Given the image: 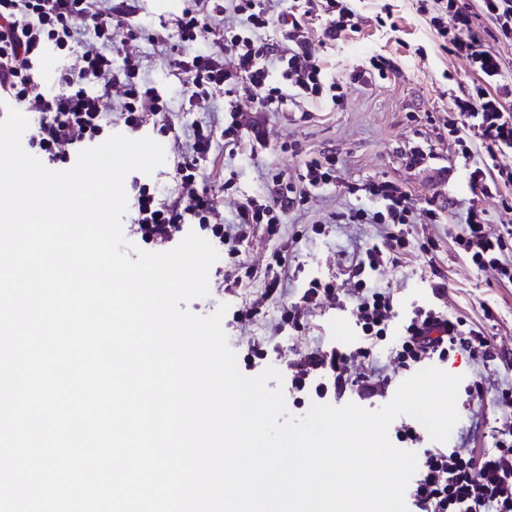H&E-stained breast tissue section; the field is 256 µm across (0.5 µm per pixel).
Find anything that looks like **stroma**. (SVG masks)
I'll list each match as a JSON object with an SVG mask.
<instances>
[{
	"label": "stroma",
	"mask_w": 512,
	"mask_h": 512,
	"mask_svg": "<svg viewBox=\"0 0 512 512\" xmlns=\"http://www.w3.org/2000/svg\"><path fill=\"white\" fill-rule=\"evenodd\" d=\"M127 3L143 34L132 41L125 30H114L112 45L140 56L139 79L162 96L168 107L166 118L175 125L180 139L172 141L157 124H146L140 134L164 147L165 162L149 175L128 174L125 190L134 195L135 184L145 183L160 197L173 198L177 195L172 175L175 148H190L195 126L223 128L226 100L219 92L189 103L186 76L174 73L160 46L150 38L161 24L170 23L180 13L182 0ZM465 3L474 23L486 30L485 46L500 58L506 83L512 84V39L499 36L479 0ZM350 5L358 15V34L327 41L320 26L314 24L309 43L325 80L342 86L344 106L333 107L324 96L308 97L288 102L282 111L256 115L249 99L238 96L241 122L260 120L263 145L233 153L219 145L212 157L200 164L204 183L215 191L224 226L232 230L245 198L271 194L268 169L277 168L294 177L301 173L307 156L330 152L339 156L334 184L313 191L304 206L288 211L279 236L269 237L263 226L254 225L239 244L241 263L258 269L264 268L271 251L287 247L291 269L281 296L263 299L264 280L260 277L236 291L225 290L224 263L219 260L209 272L208 297L190 302L188 308L208 315L222 304L232 307L245 300H263L257 321L225 329L237 358H244L253 344L264 350L265 357L256 367L260 373L270 367L287 373L289 362L308 350H327L339 343L354 349L361 338L352 316L353 299L347 297L340 303L322 300L305 315L297 331L280 328L282 305L298 300L312 278L347 283L346 266L353 252L382 242L393 227L336 224L333 216L352 208L381 210V202L364 190L368 183L388 180L402 184L415 209L434 201L442 219L437 224L403 225L406 246L400 249L397 262L374 274L372 281L393 296L400 315L416 306L434 304L490 338V357L471 359L459 354L441 364L442 370L460 376L463 384L478 381L483 385L480 398L473 400L459 393V420L448 446L462 444L478 451L490 448L496 431L507 421L497 404L498 395L512 389V284L501 280L497 268L474 269L457 239L473 210L483 212L488 233L512 231V207L505 204L512 198V186L500 188L492 196L473 195L465 169L468 162L487 160V149L474 139L468 144V154H461L449 141L446 128L453 97L471 91L479 78L464 57L444 48L430 25L429 14L419 12L417 0H350ZM374 58L391 64L387 79L366 76L359 82L352 80V73L369 69ZM417 147L429 157L409 165ZM228 173L233 174L234 185L225 190L221 184ZM353 184L358 187L354 194L348 191ZM429 239L436 244L430 256L419 249ZM439 281L444 290L437 295L433 287Z\"/></svg>",
	"instance_id": "35a3bbf8"
}]
</instances>
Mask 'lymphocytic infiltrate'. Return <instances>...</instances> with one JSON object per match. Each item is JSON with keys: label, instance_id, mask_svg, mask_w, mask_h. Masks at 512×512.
<instances>
[{"label": "lymphocytic infiltrate", "instance_id": "f902f5d3", "mask_svg": "<svg viewBox=\"0 0 512 512\" xmlns=\"http://www.w3.org/2000/svg\"><path fill=\"white\" fill-rule=\"evenodd\" d=\"M211 0H187L173 20L174 34L156 31L152 39L164 46L169 64L190 82L191 99L224 92L233 98L245 94L256 111L277 112L294 97L318 96L330 90L334 107L344 104L338 83L324 84L323 71L308 51L309 26L319 23L328 40L358 32L357 16L344 0H300L294 10L278 16L270 14L265 0H237V11L246 13L248 26L210 31L206 20ZM439 14L431 23L453 53L465 57L481 79L464 97L453 100L448 135L457 146H465L469 134H476L488 152L512 145V112L496 96L502 86L499 58L486 49L481 31L459 0H435ZM125 28L136 36L137 26L123 5L108 11L95 9V0H0V99L23 105L41 115L32 144L47 161L66 162L94 144L109 126L108 109L120 100L125 125L144 126L165 107L154 88L138 80L140 59L131 53L99 50L97 43L110 40L114 28ZM280 28L278 41L266 39L271 28ZM212 35L220 51L215 55L192 53L191 47L205 35ZM68 51L62 72L50 86L40 80L41 63L47 51ZM232 64H225V57ZM281 64L279 71L269 67L271 60ZM224 147L237 151L245 143L261 142L259 126L243 130L236 110H229L222 131L195 127L190 152L175 168L181 194L158 198L148 185H141L134 199L132 221L144 243L164 245L172 242L180 225L198 220L209 225L213 236L224 242V263L231 273L230 287L243 283L237 235L224 232V217L214 202L211 189L199 187V163L209 158L216 137ZM337 157L322 154L306 159L301 173L288 177L274 170L269 180L272 195L250 197L237 212L239 233L251 225H265L268 235H278L282 217L288 210L303 205L311 189L330 185L335 177ZM367 192L384 201L381 212L362 208L341 214L347 224H411L415 221L410 193L391 181L369 183ZM399 240L386 237L353 256L349 269L356 283V325L365 339L358 353L366 359V369L351 370L349 352L335 348L311 350L293 366L290 389L299 393L314 387L317 395L333 394L336 399L357 395L369 401L383 396L395 383V374H386L371 363V346L386 338L399 317L392 297L368 283V273L382 267L387 254ZM458 243L477 269L496 265L506 282H512V267L500 263L507 250L505 237L486 233L481 212H471L467 228ZM462 351L471 357H485L490 342L461 319L449 318L435 309L419 310L403 326L395 353L398 372H409L434 360H445L450 352ZM402 443L417 446V471L409 482L405 500L408 512H512V428L500 430L493 447L481 457L468 448L420 447L418 423L402 424L396 431Z\"/></svg>", "mask_w": 512, "mask_h": 512}]
</instances>
